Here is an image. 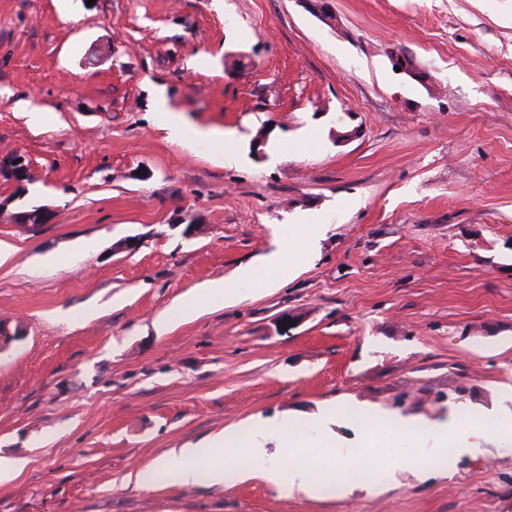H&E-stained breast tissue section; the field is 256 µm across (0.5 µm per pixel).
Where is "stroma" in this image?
<instances>
[{"label": "stroma", "mask_w": 512, "mask_h": 512, "mask_svg": "<svg viewBox=\"0 0 512 512\" xmlns=\"http://www.w3.org/2000/svg\"><path fill=\"white\" fill-rule=\"evenodd\" d=\"M332 4L328 23L303 0H0V154L34 175L0 201L54 211L0 221V323L22 329L0 352V457L27 461L0 512H512V0ZM160 86L204 137L169 139ZM307 224L293 277L159 326ZM331 403L337 452L379 480L281 497L235 478L266 464L247 448L212 456L221 485L136 479L252 418L320 445ZM380 411L494 427L445 467ZM403 53H399L401 55H393L391 56V63H392V68H394V70L396 71L395 69V66H398L399 68H401V71L400 72H397V74L403 76L404 78H407V79H410V80H413L415 82H418L424 86H427L428 83H429V78L427 76V72L422 69L421 67H419L416 63H413L412 65H409L405 62V58L407 59H410V60H413L414 61V58L412 55H407L406 52L402 51ZM404 56V57H403Z\"/></svg>", "instance_id": "stroma-1"}]
</instances>
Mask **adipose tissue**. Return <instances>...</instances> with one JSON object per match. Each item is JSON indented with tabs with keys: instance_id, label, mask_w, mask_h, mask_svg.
Here are the masks:
<instances>
[{
	"instance_id": "ef3b65f1",
	"label": "adipose tissue",
	"mask_w": 512,
	"mask_h": 512,
	"mask_svg": "<svg viewBox=\"0 0 512 512\" xmlns=\"http://www.w3.org/2000/svg\"><path fill=\"white\" fill-rule=\"evenodd\" d=\"M377 422L384 427L412 436L417 444L419 455H427L429 448L439 452H447L449 447L477 450L484 438L481 428L469 425L457 427L445 423H431L421 419L393 418L378 416ZM299 423L296 420L266 419L251 425L248 429V443L252 452L265 455V443L277 440L280 450L276 457L261 470L239 472V479L257 477L271 486L279 496L303 494L319 497L323 490V482L335 472L348 471L356 460L354 452H347L337 458H329L323 468H315L293 456L292 450L297 447L296 431ZM241 441L236 430L224 429L212 434L205 447L175 448L156 460L150 469L138 473L139 481H148L153 473L166 474L176 485L193 484L205 481L219 485L224 481L223 467L211 465L207 457L221 453L224 449L238 447Z\"/></svg>"
}]
</instances>
